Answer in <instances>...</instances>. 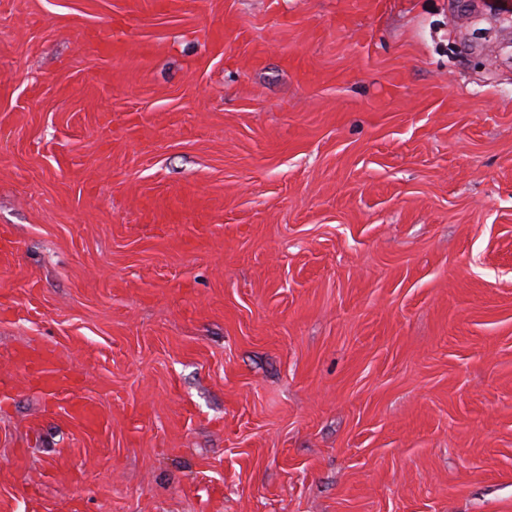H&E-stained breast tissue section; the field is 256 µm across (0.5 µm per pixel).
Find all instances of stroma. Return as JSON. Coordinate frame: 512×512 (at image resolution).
Returning <instances> with one entry per match:
<instances>
[{"label": "stroma", "mask_w": 512, "mask_h": 512, "mask_svg": "<svg viewBox=\"0 0 512 512\" xmlns=\"http://www.w3.org/2000/svg\"><path fill=\"white\" fill-rule=\"evenodd\" d=\"M482 3L0 0V512H512ZM25 372L34 384L52 397L70 396L76 383L67 375L61 373L56 366L57 358L54 350H46L36 356L23 355ZM68 413L87 431H97L103 422V417L97 411L96 405L87 399L69 397Z\"/></svg>", "instance_id": "obj_1"}]
</instances>
